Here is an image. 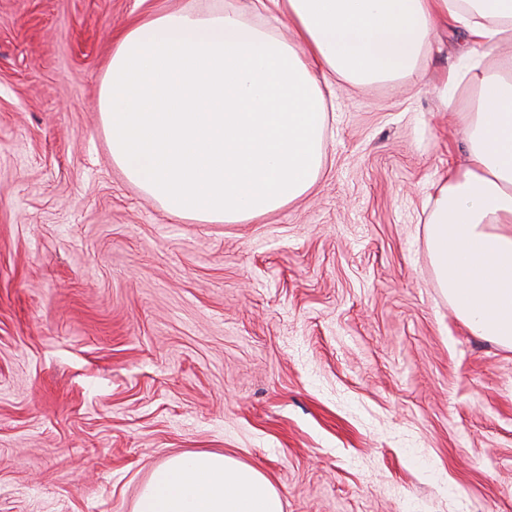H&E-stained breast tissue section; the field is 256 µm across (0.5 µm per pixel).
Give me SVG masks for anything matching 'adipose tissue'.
<instances>
[{
    "instance_id": "obj_1",
    "label": "adipose tissue",
    "mask_w": 512,
    "mask_h": 512,
    "mask_svg": "<svg viewBox=\"0 0 512 512\" xmlns=\"http://www.w3.org/2000/svg\"><path fill=\"white\" fill-rule=\"evenodd\" d=\"M280 12L284 40L234 10L183 8L118 39L101 91L112 160L172 215L239 224L308 192L325 163L323 81L412 73L435 21L512 46V0H249ZM460 113L463 167L426 224L439 288L472 332L512 349V58L474 62ZM134 512H283L259 469L216 452L156 466Z\"/></svg>"
}]
</instances>
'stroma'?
Wrapping results in <instances>:
<instances>
[{
	"instance_id": "stroma-1",
	"label": "stroma",
	"mask_w": 512,
	"mask_h": 512,
	"mask_svg": "<svg viewBox=\"0 0 512 512\" xmlns=\"http://www.w3.org/2000/svg\"><path fill=\"white\" fill-rule=\"evenodd\" d=\"M182 8L288 34L242 0H0V512H133L198 450L284 512H512V350L425 244L466 72L497 55L441 24L416 74L336 79L312 189L202 224L127 179L100 115L117 38Z\"/></svg>"
}]
</instances>
